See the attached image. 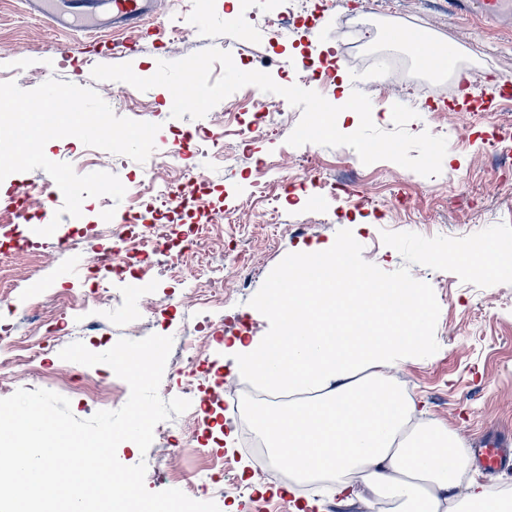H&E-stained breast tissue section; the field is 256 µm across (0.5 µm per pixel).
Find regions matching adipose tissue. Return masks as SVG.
<instances>
[{
  "label": "adipose tissue",
  "mask_w": 512,
  "mask_h": 512,
  "mask_svg": "<svg viewBox=\"0 0 512 512\" xmlns=\"http://www.w3.org/2000/svg\"><path fill=\"white\" fill-rule=\"evenodd\" d=\"M351 254L348 247H304L298 268L264 296L265 332L228 348L232 373L295 397L287 411L255 413L271 455L298 478L331 479L345 500L358 480L399 500L405 512H441L445 502L512 512L511 499H493L477 482L461 484L470 461L458 452V437L414 426V403L387 375L426 342L421 289L379 284ZM455 260L512 274V246L495 241L465 245Z\"/></svg>",
  "instance_id": "ef3b65f1"
}]
</instances>
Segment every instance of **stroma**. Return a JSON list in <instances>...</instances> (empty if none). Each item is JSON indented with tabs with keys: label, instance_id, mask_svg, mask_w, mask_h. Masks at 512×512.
I'll return each instance as SVG.
<instances>
[{
	"label": "stroma",
	"instance_id": "35a3bbf8",
	"mask_svg": "<svg viewBox=\"0 0 512 512\" xmlns=\"http://www.w3.org/2000/svg\"><path fill=\"white\" fill-rule=\"evenodd\" d=\"M241 7L240 0H161L165 35L148 38L132 36L127 29L55 33L29 11L25 0H0V81L12 80L31 90L55 78L94 89L115 115L160 124L158 139L171 142L193 121L187 115L171 118L168 89L141 92L126 83L97 81L93 68L128 63L138 76L148 77L158 61H176L216 47L239 59L240 70L269 73L284 86L305 57L320 74L307 82V89L332 103L350 97L353 90L362 91L371 101L375 125L386 131L394 128L393 104L412 107L419 118L409 123V132L427 130L446 137L449 163L443 164L439 176L426 178L388 160L363 164L345 146H290L287 139L301 118L296 107L290 108L277 135L245 141L224 138L216 156L187 150L182 175L207 180L213 188L212 203L228 211L241 208L248 198L257 164L272 165L266 179L276 196L274 223H264L258 208L246 223L224 224L214 231L225 253L236 260V270L224 284L225 324L216 325L210 334L198 332L202 308L189 287L194 268H185L182 280L172 279L164 270L165 256L158 255L153 273L135 295L126 296L122 309L98 313L94 327L86 330L54 323L32 369L0 373V397L20 388H43L69 398L80 418L119 409L129 397L126 382L106 365L64 361L60 351L76 341L100 353L122 338L170 336L172 356L194 354L199 363L192 392H185L183 376L170 364L159 388L163 399L185 395L191 402L186 412L169 421L179 452L164 455L155 444L145 453L133 444L117 449L124 465L146 462L147 490L185 491L203 470L220 467L223 484L196 493V500L238 510L254 500L267 512H293L298 502L311 499L320 503L322 512H368L363 500L340 501L323 485L287 496L275 494L279 479L244 446L243 426L253 420L247 379L232 375L224 345L238 336L264 332L262 297L296 263L301 246L349 245L357 262L381 283L412 284L425 295L427 343L413 361L392 371L402 395L422 409L421 424L447 427L466 448L478 447L491 433L512 438V277H490L453 260L471 242L512 243V112L503 102L481 101L486 86L499 82L503 71L512 72V15L494 20L475 13L451 16L445 0H331L311 28L276 36L259 26L243 37L237 31ZM371 12L385 14L391 27L423 30L459 46L451 64L453 93L425 98L408 93L399 82L374 81L363 68L359 41H368L375 55L394 58L409 69L417 64L404 43L380 32L364 35L353 26L352 17ZM130 40L136 43L134 50H101L102 45ZM87 151L73 137L53 139L45 146L50 160L71 163L78 174L102 170L117 175L126 188L119 207L127 209L135 198L138 163L103 150L96 164L89 162ZM310 171L341 180L345 190L333 197L312 187L298 190ZM51 182L40 169L14 173L0 182V286L10 288L20 317L32 296L47 298L65 289L83 293L85 278L77 261L103 242L105 222L95 198L84 200L77 220L60 214L62 195L45 203L46 215L61 217L49 237L36 234V220L17 218L15 206L25 186ZM17 234L30 241V251L10 249L8 242ZM216 422L230 434L229 446L213 445L209 430ZM260 484L266 493L257 492Z\"/></svg>",
	"mask_w": 512,
	"mask_h": 512
}]
</instances>
